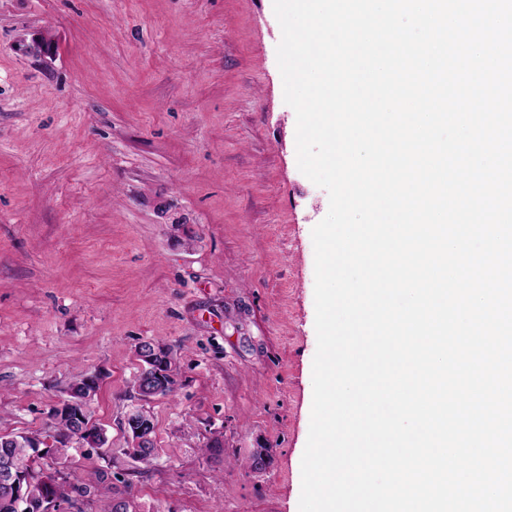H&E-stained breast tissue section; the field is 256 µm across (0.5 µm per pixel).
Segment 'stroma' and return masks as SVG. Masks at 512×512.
I'll use <instances>...</instances> for the list:
<instances>
[{
    "instance_id": "35a3bbf8",
    "label": "stroma",
    "mask_w": 512,
    "mask_h": 512,
    "mask_svg": "<svg viewBox=\"0 0 512 512\" xmlns=\"http://www.w3.org/2000/svg\"><path fill=\"white\" fill-rule=\"evenodd\" d=\"M39 34L53 56L20 51ZM280 39L272 0H0V425L45 426L101 371L110 451L71 468L92 512L121 470L136 512H299L329 196L297 165ZM144 339L180 372L148 467L121 430Z\"/></svg>"
}]
</instances>
